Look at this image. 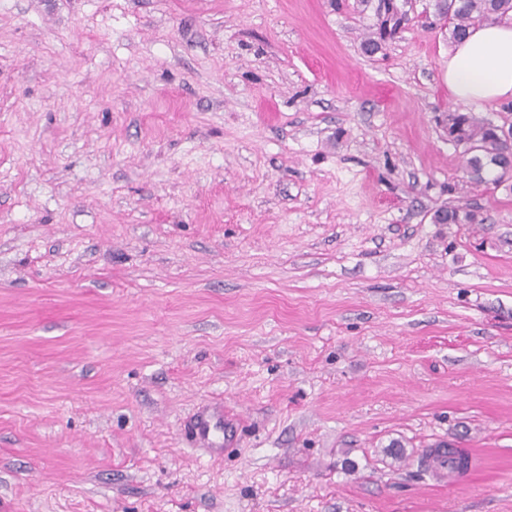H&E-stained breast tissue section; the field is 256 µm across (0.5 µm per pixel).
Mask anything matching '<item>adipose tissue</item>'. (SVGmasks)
I'll list each match as a JSON object with an SVG mask.
<instances>
[{
    "label": "adipose tissue",
    "mask_w": 512,
    "mask_h": 512,
    "mask_svg": "<svg viewBox=\"0 0 512 512\" xmlns=\"http://www.w3.org/2000/svg\"><path fill=\"white\" fill-rule=\"evenodd\" d=\"M448 94L481 106L512 99V24L483 23L448 56Z\"/></svg>",
    "instance_id": "1"
}]
</instances>
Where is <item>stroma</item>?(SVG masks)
<instances>
[{
	"label": "stroma",
	"instance_id": "1",
	"mask_svg": "<svg viewBox=\"0 0 512 512\" xmlns=\"http://www.w3.org/2000/svg\"><path fill=\"white\" fill-rule=\"evenodd\" d=\"M396 4L0 0V512H512V191ZM448 136L463 147L468 182L478 188L494 184L512 188V142L499 126L476 122L466 113H448ZM192 435L199 446L222 451L235 443L237 423L233 416L224 414L223 405L211 406L195 418Z\"/></svg>",
	"mask_w": 512,
	"mask_h": 512
}]
</instances>
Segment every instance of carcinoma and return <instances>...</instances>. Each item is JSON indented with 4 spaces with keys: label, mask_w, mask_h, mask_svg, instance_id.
<instances>
[{
    "label": "carcinoma",
    "mask_w": 512,
    "mask_h": 512,
    "mask_svg": "<svg viewBox=\"0 0 512 512\" xmlns=\"http://www.w3.org/2000/svg\"><path fill=\"white\" fill-rule=\"evenodd\" d=\"M435 15L448 28V39H462L467 30L480 22H512V0H435ZM397 5L386 8L379 26V35L395 32L401 22ZM448 136L463 147L464 170L468 182L478 188L493 184L497 187L512 181V142L499 126L476 122L466 113H448ZM436 219L441 224H479L481 220L472 211L450 207L440 211ZM457 466L467 467L468 460L456 449L437 447L428 449Z\"/></svg>",
    "instance_id": "cac0c4a2"
}]
</instances>
